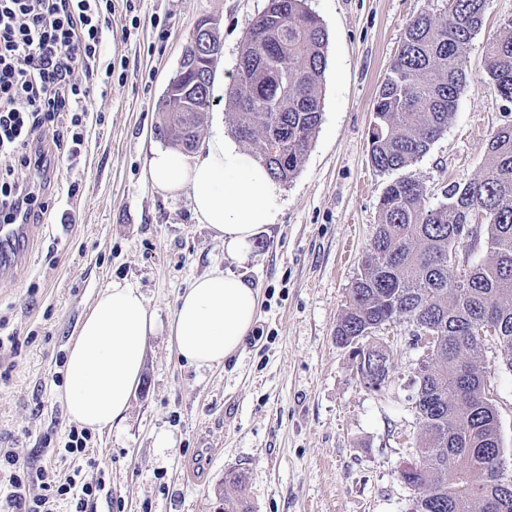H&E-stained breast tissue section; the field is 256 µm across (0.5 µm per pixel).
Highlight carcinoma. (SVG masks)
<instances>
[{"label": "carcinoma", "instance_id": "carcinoma-1", "mask_svg": "<svg viewBox=\"0 0 512 512\" xmlns=\"http://www.w3.org/2000/svg\"><path fill=\"white\" fill-rule=\"evenodd\" d=\"M485 3L448 0L445 19L424 13L407 24L374 100L368 136L375 169L409 166L448 129ZM327 45V30L306 0H267L244 35L227 116L277 181L297 174L321 123ZM199 50L194 35L158 104L159 136L187 151L197 146L215 76ZM486 62L497 93L512 102V19L486 43ZM426 197L408 176L387 186L336 343L351 348L378 389L392 363L385 347L363 343L374 329L403 318L433 336L425 375L413 379L421 454L415 469L401 471L417 490L416 512H512V475L480 360L490 325L512 370V126L496 132L478 177L449 188L447 202L435 207ZM480 211L485 218L476 224ZM484 225L488 258L455 271L453 254L475 246ZM245 482L239 471L224 475L220 496L229 512H252Z\"/></svg>", "mask_w": 512, "mask_h": 512}]
</instances>
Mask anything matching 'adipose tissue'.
<instances>
[{"mask_svg":"<svg viewBox=\"0 0 512 512\" xmlns=\"http://www.w3.org/2000/svg\"><path fill=\"white\" fill-rule=\"evenodd\" d=\"M144 177L159 193H187L196 219L223 242L230 262L247 261L255 238L276 223L266 169L223 138L192 158L178 149L152 150ZM259 307V289L230 271L195 278L179 294L169 325L179 360L222 366L250 336ZM156 328L154 312L132 284L113 282L98 296L69 344L64 401L71 420L97 432L123 423Z\"/></svg>","mask_w":512,"mask_h":512,"instance_id":"obj_1","label":"adipose tissue"}]
</instances>
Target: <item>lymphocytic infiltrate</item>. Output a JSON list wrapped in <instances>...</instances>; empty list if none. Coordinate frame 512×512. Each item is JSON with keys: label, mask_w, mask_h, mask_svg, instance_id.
Instances as JSON below:
<instances>
[{"label": "lymphocytic infiltrate", "mask_w": 512, "mask_h": 512, "mask_svg": "<svg viewBox=\"0 0 512 512\" xmlns=\"http://www.w3.org/2000/svg\"><path fill=\"white\" fill-rule=\"evenodd\" d=\"M112 25V0H0V223L27 224L47 211L25 174L46 167L38 131L57 128L58 156L74 158L85 142L93 109L90 88L112 83L113 64L101 46ZM0 512H54L72 496L74 512L88 507L104 483L75 486L42 468L21 467L0 454Z\"/></svg>", "instance_id": "1"}]
</instances>
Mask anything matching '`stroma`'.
Wrapping results in <instances>:
<instances>
[{"mask_svg": "<svg viewBox=\"0 0 512 512\" xmlns=\"http://www.w3.org/2000/svg\"><path fill=\"white\" fill-rule=\"evenodd\" d=\"M267 0H112L104 57L108 91L94 90L80 155L54 165L50 183L31 175L49 208L25 252L0 272V319L18 333L0 347V448L58 479L104 481L91 512H224V474L244 470L254 512H408L413 490L398 471L412 458L418 423L412 380L420 349L406 321L380 327L374 343L393 356L387 384L366 388L336 324L376 233L394 173L376 170L368 129L376 91L406 25L448 0H307L328 35L324 108L316 137L288 182L276 185L277 223L238 272L261 291L259 318L223 367L179 361L168 326L192 280L224 268V245L199 224L186 194L165 197L143 176L152 149L167 147L157 102L190 36L209 20L222 45L201 139L220 134L248 157L226 120L243 37ZM512 19V0H486L466 51L467 83L430 151L406 170L444 202L449 185L483 169L512 102L485 72L486 41ZM72 223H61L62 214ZM141 289L157 318L140 383L121 427L90 435L85 456L63 452L70 429L62 393L71 336L112 281ZM505 459H512V371L495 340L483 348ZM169 434L174 447L158 437Z\"/></svg>", "mask_w": 512, "mask_h": 512, "instance_id": "stroma-1", "label": "stroma"}]
</instances>
